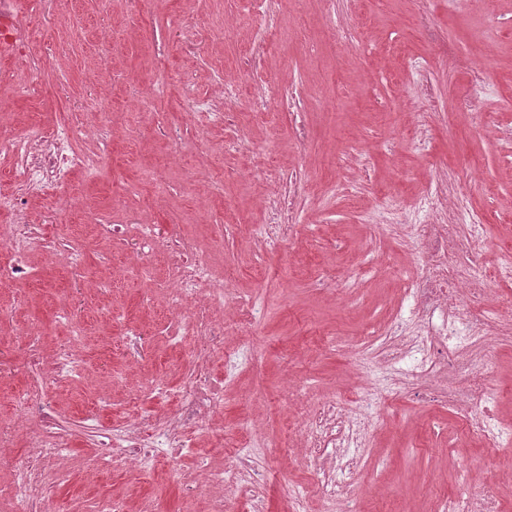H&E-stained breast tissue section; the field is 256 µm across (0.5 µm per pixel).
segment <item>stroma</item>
Segmentation results:
<instances>
[{
  "mask_svg": "<svg viewBox=\"0 0 512 512\" xmlns=\"http://www.w3.org/2000/svg\"><path fill=\"white\" fill-rule=\"evenodd\" d=\"M21 6L42 15L36 66L0 82V128H91L102 112L112 126L82 142L106 163L96 181L75 175L72 204L50 212L33 197L26 205L29 228L49 250L31 258L36 278L0 290V426L17 419L15 390L38 385L45 399L28 411L26 436L0 442V486L56 431L70 440L67 456L41 459L39 469L66 512H91L103 496L126 512L237 508L245 491L206 487L203 467L232 464L223 437L245 431L271 443L261 459L268 512H291L297 486L308 491L310 512H322L315 462L295 433L304 402L289 389L332 400L393 383L411 366L371 370L353 349L389 315L410 318L403 290L417 254L372 231L382 208L398 223H425L419 200L433 188L447 193L449 219L483 224L487 266L512 247V0H273L263 26L246 0H71L64 16L52 0ZM32 81L42 89L35 106ZM156 82L164 94L130 112V90ZM187 82L205 99L243 93L223 123H202L189 116ZM275 87L287 88L288 102L256 113V98ZM230 138L241 149L225 150ZM172 139L181 146L174 158ZM295 181L306 187L294 203L297 233L255 244L273 187ZM97 224L123 233L101 240ZM146 224L155 231L147 279L127 250ZM197 252L215 255V278L198 284L199 295L232 288L197 313L220 332L208 376L224 394V413L209 427V454L189 451L149 474L120 460L100 466L91 433L107 435L118 418L172 412L152 399L155 382L178 384L197 361L192 346L164 337L165 286ZM73 253L90 271L115 276L112 290L68 275ZM242 298L257 310L248 334L235 326ZM70 313L83 324L74 342L63 320ZM30 322L40 335L21 337ZM131 331L140 335L134 348L124 343ZM64 346L86 363L80 380L57 371ZM100 392L111 396L109 411L96 406ZM377 415L383 423L355 478L360 512H423L436 496L464 491L473 464L492 478L502 472L497 449L449 453L452 418L416 398H394Z\"/></svg>",
  "mask_w": 512,
  "mask_h": 512,
  "instance_id": "35a3bbf8",
  "label": "stroma"
}]
</instances>
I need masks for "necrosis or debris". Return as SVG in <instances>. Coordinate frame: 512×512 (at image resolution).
<instances>
[{
	"label": "necrosis or debris",
	"mask_w": 512,
	"mask_h": 512,
	"mask_svg": "<svg viewBox=\"0 0 512 512\" xmlns=\"http://www.w3.org/2000/svg\"><path fill=\"white\" fill-rule=\"evenodd\" d=\"M35 27L18 7L17 0H0V39L18 56L23 68L34 61L32 38ZM80 129L66 123L47 131L33 124L20 135L0 138V157L10 161L13 171L11 191L0 192V285L24 275L22 258L42 248L41 239L25 227L28 197L38 196L47 205H56L73 174L99 171L102 157L88 155L77 147ZM377 232L406 245L420 246V262L410 279L406 294L413 302V333L399 323H391L374 333L368 343L376 364L406 356L415 364L399 383L403 395L426 393L448 408L460 433L480 440L491 448L512 447V426L497 418V397L487 372L499 355L512 348V306L502 298L501 286L512 280V252L504 253L497 267L485 266L480 257L482 229L477 224H380ZM210 260L199 255L183 264L169 289L171 309L176 318L169 339H190L201 351L213 349L212 326L194 320L200 301L195 285L209 276ZM392 392L380 389L351 400L319 403L314 416L301 426V432L316 457H335L347 444L368 446L378 429L371 417L376 403L386 402ZM176 403L182 416L153 420L147 429L126 422L113 423L108 448L102 459L110 466L113 459L129 458L144 465L167 448L185 443L188 426L202 428L208 419L222 414V395L205 390L201 372L185 375L176 389ZM238 464L211 472L212 482L232 484L248 490L249 512H265L263 486L257 451L236 448ZM360 467L356 456L342 466L320 467L317 484L328 512H347L355 488L336 479L337 470L355 473ZM10 493L21 505V512H59L60 505L38 478L30 462L15 465ZM436 512H501L495 482L474 469L465 494L445 496Z\"/></svg>",
	"instance_id": "4bbe7bcc"
}]
</instances>
